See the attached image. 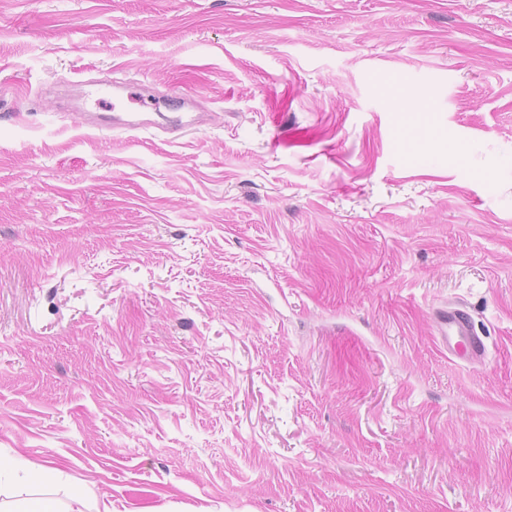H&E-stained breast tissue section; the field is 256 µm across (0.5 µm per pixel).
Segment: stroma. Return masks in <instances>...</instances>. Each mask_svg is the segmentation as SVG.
I'll return each mask as SVG.
<instances>
[{"label": "stroma", "instance_id": "35a3bbf8", "mask_svg": "<svg viewBox=\"0 0 512 512\" xmlns=\"http://www.w3.org/2000/svg\"><path fill=\"white\" fill-rule=\"evenodd\" d=\"M144 82L211 121L88 127ZM14 455L0 512H512V0H0ZM439 343L448 349V358L475 364L483 358L486 346L472 327L470 315L460 308L443 310L439 318Z\"/></svg>", "mask_w": 512, "mask_h": 512}]
</instances>
